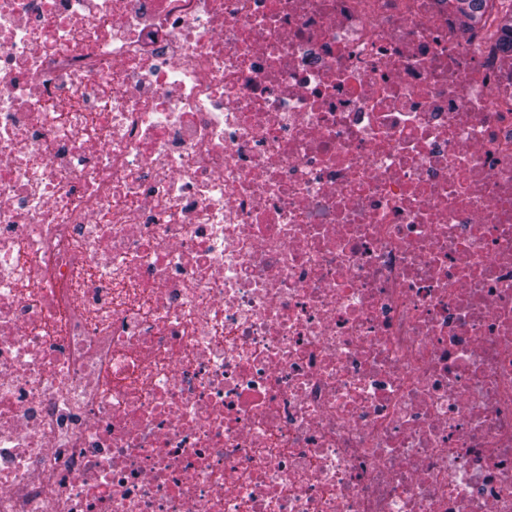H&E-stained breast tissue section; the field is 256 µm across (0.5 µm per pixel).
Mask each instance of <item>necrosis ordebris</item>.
<instances>
[{"instance_id":"4bbe7bcc","label":"necrosis or debris","mask_w":512,"mask_h":512,"mask_svg":"<svg viewBox=\"0 0 512 512\" xmlns=\"http://www.w3.org/2000/svg\"><path fill=\"white\" fill-rule=\"evenodd\" d=\"M503 37L0 0V512H512Z\"/></svg>"}]
</instances>
